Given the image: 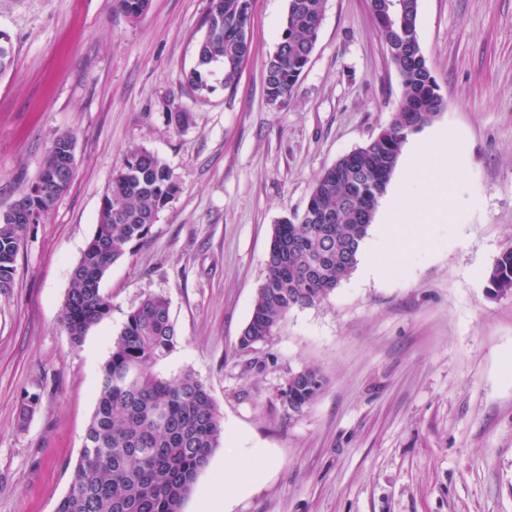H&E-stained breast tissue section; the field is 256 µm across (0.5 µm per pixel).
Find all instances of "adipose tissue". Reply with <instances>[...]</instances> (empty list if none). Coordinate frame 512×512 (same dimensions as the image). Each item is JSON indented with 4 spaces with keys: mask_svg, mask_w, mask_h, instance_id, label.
Wrapping results in <instances>:
<instances>
[{
    "mask_svg": "<svg viewBox=\"0 0 512 512\" xmlns=\"http://www.w3.org/2000/svg\"><path fill=\"white\" fill-rule=\"evenodd\" d=\"M443 167L448 171V181L434 183L429 173L432 169ZM461 171L448 156V145L435 136L418 139L411 145L404 166L403 177L421 186L417 196L394 193L388 199L386 211L389 216L383 225L385 237H394L399 222L423 210H447L451 203L454 183L460 178ZM265 474L264 453L258 448H237L231 459L226 460L220 481L225 491H245L258 484Z\"/></svg>",
    "mask_w": 512,
    "mask_h": 512,
    "instance_id": "1",
    "label": "adipose tissue"
}]
</instances>
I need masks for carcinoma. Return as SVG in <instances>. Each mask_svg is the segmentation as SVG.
<instances>
[{
	"instance_id": "cac0c4a2",
	"label": "carcinoma",
	"mask_w": 512,
	"mask_h": 512,
	"mask_svg": "<svg viewBox=\"0 0 512 512\" xmlns=\"http://www.w3.org/2000/svg\"><path fill=\"white\" fill-rule=\"evenodd\" d=\"M249 0H211L206 32L186 79L196 91L212 90L219 70L224 87L235 85L250 53ZM326 0H287L280 39L266 63L265 95L283 105L316 45ZM129 18H140L148 0H118ZM419 0H374L377 31L402 85L391 123L368 144L341 156L315 178L307 208L274 225L267 273L240 336L249 348L266 341L295 307L313 306L347 279L387 190L407 137L431 124L444 109L417 35ZM179 183L159 156L138 150L113 172L93 237L71 274L60 321L72 344L112 311L100 289L109 268L150 233ZM31 224L0 215V292L11 287L17 257ZM500 296H512V247L497 258L488 278ZM177 344L166 296L149 293L112 338L68 493L56 512H182L198 474L224 435L208 389L192 372L171 378L156 364ZM319 372L289 375L283 397L299 412L323 390ZM40 397L24 394L18 422L35 413Z\"/></svg>"
}]
</instances>
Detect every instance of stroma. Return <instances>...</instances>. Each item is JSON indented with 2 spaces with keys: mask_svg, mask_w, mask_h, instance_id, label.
I'll use <instances>...</instances> for the list:
<instances>
[{
  "mask_svg": "<svg viewBox=\"0 0 512 512\" xmlns=\"http://www.w3.org/2000/svg\"><path fill=\"white\" fill-rule=\"evenodd\" d=\"M209 7L150 0L134 21L108 0H0L14 47L0 75V212L57 136L76 138L70 187L0 294V512H54L67 493L112 338L149 293L168 298L178 334L156 372H193L228 431L183 512L219 493L229 447L262 449L270 463L230 512H512V296L488 283L512 246V0L419 2V42L445 102L433 127L462 171L453 213L401 225L402 259L383 280L363 275L378 258L371 225L350 277L247 350L238 338L274 225L391 122L402 86L370 0H327L287 105L269 104L265 64L287 0H250L235 86L216 74L199 95L185 75ZM173 112L192 123L176 127ZM139 149L170 166L180 191L108 270L112 312L76 347L60 323L71 271L113 172ZM306 368L325 388L297 412L283 391ZM27 391L40 401L21 426Z\"/></svg>",
  "mask_w": 512,
  "mask_h": 512,
  "instance_id": "stroma-1",
  "label": "stroma"
}]
</instances>
